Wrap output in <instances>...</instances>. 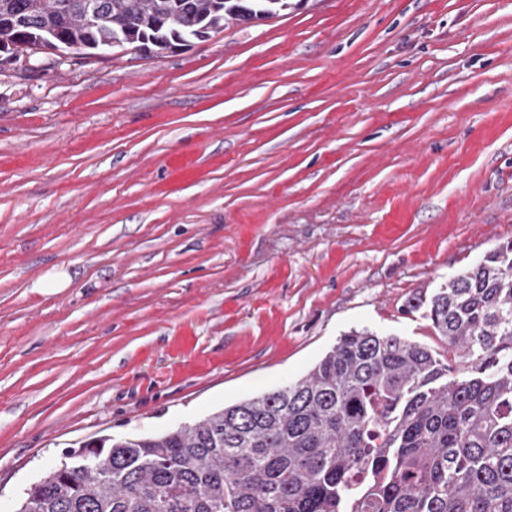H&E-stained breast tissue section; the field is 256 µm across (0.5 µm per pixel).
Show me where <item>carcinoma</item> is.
<instances>
[{
    "instance_id": "carcinoma-1",
    "label": "carcinoma",
    "mask_w": 512,
    "mask_h": 512,
    "mask_svg": "<svg viewBox=\"0 0 512 512\" xmlns=\"http://www.w3.org/2000/svg\"><path fill=\"white\" fill-rule=\"evenodd\" d=\"M290 6L0 0V51L133 41L159 54ZM427 317L452 362L351 329L296 381L163 434L69 449L18 512H512V241L440 288ZM81 454L97 465L68 463Z\"/></svg>"
}]
</instances>
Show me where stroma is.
<instances>
[{
  "label": "stroma",
  "mask_w": 512,
  "mask_h": 512,
  "mask_svg": "<svg viewBox=\"0 0 512 512\" xmlns=\"http://www.w3.org/2000/svg\"><path fill=\"white\" fill-rule=\"evenodd\" d=\"M512 241V0H297L0 66V512L75 443L304 376Z\"/></svg>",
  "instance_id": "stroma-1"
}]
</instances>
